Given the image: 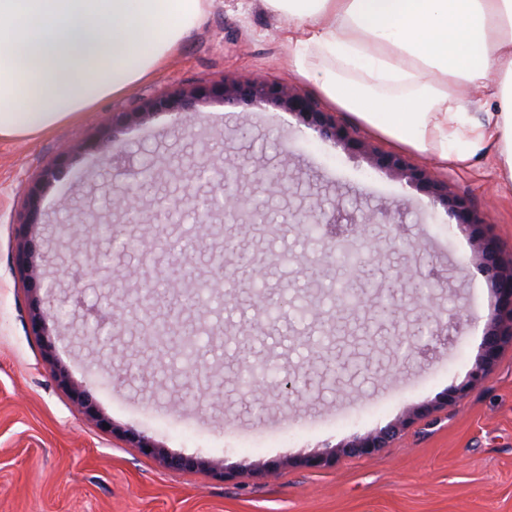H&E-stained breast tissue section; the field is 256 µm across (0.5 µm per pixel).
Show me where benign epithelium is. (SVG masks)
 <instances>
[{
	"label": "benign epithelium",
	"mask_w": 512,
	"mask_h": 512,
	"mask_svg": "<svg viewBox=\"0 0 512 512\" xmlns=\"http://www.w3.org/2000/svg\"><path fill=\"white\" fill-rule=\"evenodd\" d=\"M255 98L295 114L302 123L318 128L324 138L333 139L349 149L368 155L375 166L388 169L410 182L421 185L434 202L448 209V214L457 223L474 228V255L483 264L497 299V316L485 331L483 353L469 373V385L478 384L498 357L503 343L512 337V259L506 260L502 257L496 239L481 229L482 221L473 214L463 200L452 195L447 186L433 181L424 170L413 165L405 157L378 154L366 142L351 137L349 132L338 125L330 115L318 111L306 92L297 87L269 83L262 79L247 83L220 82L205 87L181 89L158 98L148 104L146 111L194 112L197 103L206 99L248 101ZM251 180L274 185L278 182V175L272 172L259 174L242 167L236 168L234 185L225 186L224 197L220 198L219 212L224 215L225 222L242 225L264 223V220L254 212L252 201L240 196L237 192V185ZM143 183H145V174L144 167L141 166L130 171V181L121 190L114 191L110 188L106 190L112 209L123 212L130 223H141L138 187ZM343 212L344 208L338 203L329 208L320 201L309 206L307 216L300 221V224L304 230L311 225H330L331 252L343 260L349 256L354 257L352 266L353 271L357 272L367 266V263L362 261L363 255L386 242L384 238L373 236L371 229L390 223L391 215L386 212L378 214L374 211H363L358 217L350 219L349 223L364 227L365 236L358 238L334 226V223L343 216ZM266 228L270 234L276 236L282 233L284 225L268 223ZM57 378L79 408L88 413L92 411L93 401L84 385L71 382L62 370L57 373ZM402 426L403 422L399 421L363 436H357L342 446V451L350 455L369 456L385 447ZM132 439L141 451H150L151 455L160 458L170 468H200L217 478L233 477V474L226 471L219 461L169 455L149 438L137 433L132 434Z\"/></svg>",
	"instance_id": "1"
}]
</instances>
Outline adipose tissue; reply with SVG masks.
<instances>
[{
  "mask_svg": "<svg viewBox=\"0 0 512 512\" xmlns=\"http://www.w3.org/2000/svg\"><path fill=\"white\" fill-rule=\"evenodd\" d=\"M208 0H0V138L92 111L156 69ZM336 108L441 164L512 184V0H263ZM334 63L316 70L313 58ZM496 105L481 111L478 91Z\"/></svg>",
  "mask_w": 512,
  "mask_h": 512,
  "instance_id": "obj_1",
  "label": "adipose tissue"
}]
</instances>
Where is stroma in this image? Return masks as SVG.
<instances>
[{
  "instance_id": "stroma-1",
  "label": "stroma",
  "mask_w": 512,
  "mask_h": 512,
  "mask_svg": "<svg viewBox=\"0 0 512 512\" xmlns=\"http://www.w3.org/2000/svg\"><path fill=\"white\" fill-rule=\"evenodd\" d=\"M284 24L262 0H213L165 66L125 93L52 132L0 140V512H512V340L485 378L467 386L496 299L472 258L470 227L419 186L373 167L361 154L263 101L210 99L199 113H133L180 88L256 76L301 87L317 107L379 152L398 145L353 114L335 109L312 80L293 72ZM112 154L77 150L101 129ZM220 165L279 174L281 188L245 182L242 195L286 220L273 238L263 226L215 218L195 230L191 216L155 222L162 204L212 187L194 168L201 153ZM484 219L504 257H512V188L489 161L462 170L409 152ZM148 162L159 173L139 191L143 223L112 213L133 250L110 248L95 217L105 183L122 186L125 166ZM43 188L38 223L28 221L29 192ZM317 198L342 200L346 214L395 213L384 226L393 245L375 275L348 278L325 257L328 239L302 235L292 214ZM29 239L44 283L21 274L18 245ZM185 268L176 293L163 274ZM222 271V306L199 307L197 288ZM85 282L74 292V280ZM350 282L362 305L338 308L323 280ZM430 280L432 315L442 333L403 352L417 334V287ZM157 292L150 310L138 299ZM387 299L395 315L380 320ZM125 312L126 330L108 343L91 330ZM39 307L44 336L32 328ZM175 319L194 337L197 363L177 342L149 348L136 328L143 316ZM152 370H142L146 360ZM266 366L263 391L242 390L245 362ZM65 370L83 384L95 415L60 386ZM107 418L111 428L99 420ZM407 425L370 456L340 446L389 423ZM168 453L221 460L234 474L218 480L197 469L172 470L144 454L130 433ZM331 453L325 467L304 458Z\"/></svg>"
}]
</instances>
